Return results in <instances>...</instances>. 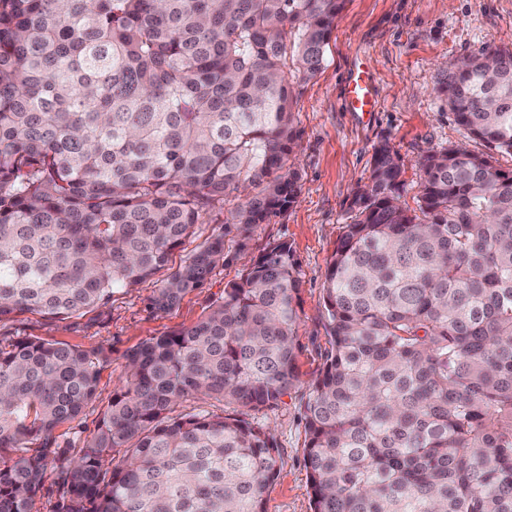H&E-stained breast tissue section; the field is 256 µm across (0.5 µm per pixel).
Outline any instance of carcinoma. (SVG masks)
<instances>
[{
	"instance_id": "carcinoma-1",
	"label": "carcinoma",
	"mask_w": 512,
	"mask_h": 512,
	"mask_svg": "<svg viewBox=\"0 0 512 512\" xmlns=\"http://www.w3.org/2000/svg\"><path fill=\"white\" fill-rule=\"evenodd\" d=\"M344 0H0V318L99 307L152 278L246 193L155 291L166 312L229 263L224 239L296 203V87ZM512 155V50L434 88ZM405 165L373 147L327 263L328 348L301 405L312 512H512V171L461 145ZM291 244L272 241L195 324L142 341L78 458L56 429L107 349L0 343V512H265L281 454L240 417L299 382ZM193 397L233 413L177 414ZM37 441L40 448L30 451ZM57 471L52 472L39 494L36 507L38 512H54L56 504L59 500V484Z\"/></svg>"
}]
</instances>
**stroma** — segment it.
<instances>
[{
	"label": "stroma",
	"mask_w": 512,
	"mask_h": 512,
	"mask_svg": "<svg viewBox=\"0 0 512 512\" xmlns=\"http://www.w3.org/2000/svg\"><path fill=\"white\" fill-rule=\"evenodd\" d=\"M512 48V0H345L321 72L300 88L296 104L299 139L294 167L301 192L288 211L272 216L250 235L246 248L225 242L231 261L217 266L203 288L186 293L167 312L154 311L150 299L188 249L219 230L227 210L215 209L209 223L170 257L168 269L129 289L116 290L107 304L87 312L48 317L34 310L0 318V341L39 337L80 347L111 351L100 372L96 394L80 418L56 429L59 441L79 457L102 412L119 387L126 354L145 339L195 323L272 240L291 244L301 287L297 342L300 384L275 410L247 412L250 422L269 428L282 465L265 494L266 512H312L304 463L301 404L309 383L324 362L326 337L321 318L327 262L346 224L352 192L366 183L373 146L387 138L404 164L403 206L416 209L418 160L428 151L465 144L475 154L490 153L486 143L469 137L433 88L439 67L491 47ZM364 69L374 77L381 101L371 114L346 111L344 82Z\"/></svg>",
	"instance_id": "stroma-1"
}]
</instances>
